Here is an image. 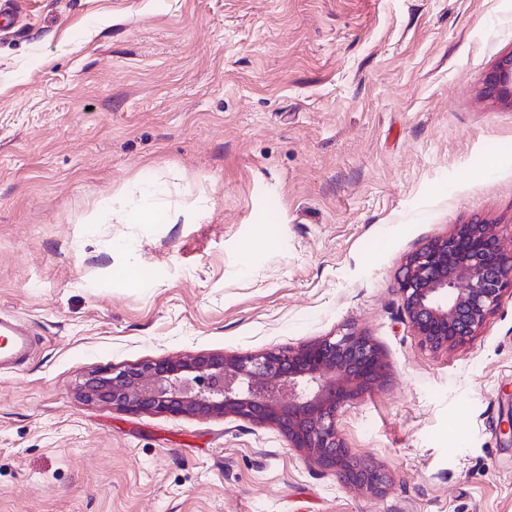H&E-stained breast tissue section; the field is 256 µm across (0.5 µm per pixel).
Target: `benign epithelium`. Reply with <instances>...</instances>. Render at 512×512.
<instances>
[{
    "label": "benign epithelium",
    "mask_w": 512,
    "mask_h": 512,
    "mask_svg": "<svg viewBox=\"0 0 512 512\" xmlns=\"http://www.w3.org/2000/svg\"><path fill=\"white\" fill-rule=\"evenodd\" d=\"M487 92L512 103V53L489 75ZM509 285L512 256L502 253L492 228L459 224L408 257L399 290L416 336L433 349H448L475 335ZM384 374L379 348L348 332L278 351L187 355L100 370L81 390L88 401L131 412L270 425L344 485L376 490L383 474L367 460H353L337 417Z\"/></svg>",
    "instance_id": "1"
}]
</instances>
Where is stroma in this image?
Returning <instances> with one entry per match:
<instances>
[{
  "instance_id": "obj_1",
  "label": "stroma",
  "mask_w": 512,
  "mask_h": 512,
  "mask_svg": "<svg viewBox=\"0 0 512 512\" xmlns=\"http://www.w3.org/2000/svg\"><path fill=\"white\" fill-rule=\"evenodd\" d=\"M15 2L0 316L34 347L0 370V512H512V288L435 350L398 285L459 224L512 254V105L484 93L512 0ZM148 182L166 214L131 223ZM347 332L385 363L338 416L376 491L276 428L80 391L97 369Z\"/></svg>"
}]
</instances>
